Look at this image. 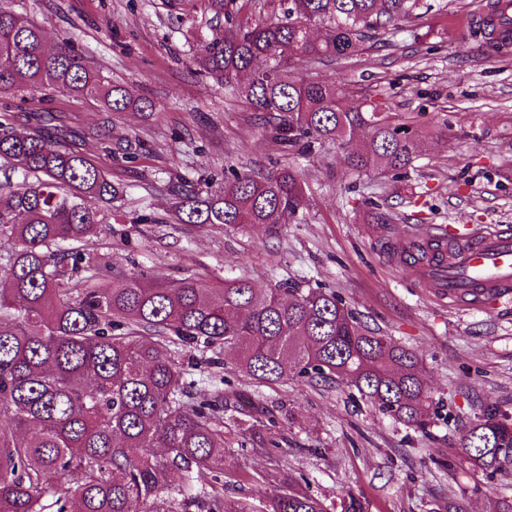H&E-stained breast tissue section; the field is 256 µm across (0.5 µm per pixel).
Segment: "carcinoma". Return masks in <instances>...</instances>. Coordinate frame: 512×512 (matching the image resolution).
Instances as JSON below:
<instances>
[{"label":"carcinoma","instance_id":"1","mask_svg":"<svg viewBox=\"0 0 512 512\" xmlns=\"http://www.w3.org/2000/svg\"><path fill=\"white\" fill-rule=\"evenodd\" d=\"M221 28L194 30L199 72L265 114L280 144L299 152L326 142L350 168L401 171L421 141L347 102L330 78H298L295 60L317 68L364 50L365 41L409 19L422 0H201ZM326 30L312 38L314 26ZM94 98L109 112L153 109L105 81L74 44L49 45L41 24L0 0V104L38 91ZM47 112L35 126L0 114V159L21 177L0 195V512H154L173 490L181 512H331L322 499L284 484L258 509L228 502L205 478L224 473V428L276 425L262 404L237 394H199L185 383L180 353L228 347L259 386L297 376L345 383L379 412L421 427L430 395L417 355L366 329L321 288L259 292L246 277L217 285L112 274L88 248L123 187L95 165ZM371 125L361 147L355 130ZM176 224H262L272 234L298 219L304 188L290 165L258 177L229 169L224 181L170 188ZM473 465L512 462V424L477 421L460 443Z\"/></svg>","mask_w":512,"mask_h":512}]
</instances>
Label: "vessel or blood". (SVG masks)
<instances>
[{"label":"vessel or blood","instance_id":"b4317fda","mask_svg":"<svg viewBox=\"0 0 512 512\" xmlns=\"http://www.w3.org/2000/svg\"><path fill=\"white\" fill-rule=\"evenodd\" d=\"M485 25L494 45H512V0H489L465 22L473 30ZM396 258L443 299L512 294V231L506 229L485 227L446 236L427 232L401 244Z\"/></svg>","mask_w":512,"mask_h":512}]
</instances>
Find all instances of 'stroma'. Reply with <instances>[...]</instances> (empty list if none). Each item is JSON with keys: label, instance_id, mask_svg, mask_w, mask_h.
Here are the masks:
<instances>
[{"label": "stroma", "instance_id": "stroma-1", "mask_svg": "<svg viewBox=\"0 0 512 512\" xmlns=\"http://www.w3.org/2000/svg\"><path fill=\"white\" fill-rule=\"evenodd\" d=\"M480 2L424 0L398 29L320 70L347 94L366 91L380 116L420 139V155L397 175L353 172L336 143L287 151L245 100L197 71L185 34L206 18L188 2L8 0L51 39H70L93 69L156 105L115 115L59 92L11 104L19 121L36 111L63 116L82 152L123 186L108 224L88 241L113 271L204 284L245 275L260 289L297 283L332 291L422 362L432 404L415 428L346 385L293 377L257 387L239 372L234 353L210 367L205 353L194 352L185 380L195 390L219 384L279 411L276 427L263 432L264 449H252L242 428L225 429V497L255 504L290 479L329 504L354 495L365 512H448L453 501L463 512L512 505V467L486 475L458 452L483 412L512 415V298L441 300L388 258L420 230L512 225V49L457 24ZM106 138L137 143L135 156L108 155ZM288 164L301 174L305 201L299 220L280 234L259 225L166 221L176 178L196 183L230 167L267 174ZM368 198L387 223H364ZM141 214L153 223H137Z\"/></svg>", "mask_w": 512, "mask_h": 512}]
</instances>
